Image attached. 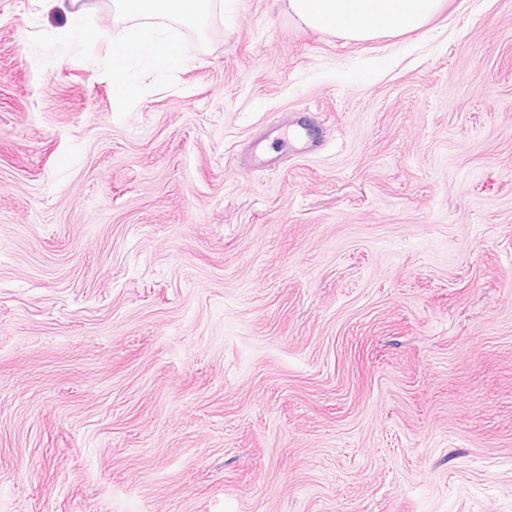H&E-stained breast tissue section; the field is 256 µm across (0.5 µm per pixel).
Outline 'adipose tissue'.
Wrapping results in <instances>:
<instances>
[{"mask_svg": "<svg viewBox=\"0 0 512 512\" xmlns=\"http://www.w3.org/2000/svg\"><path fill=\"white\" fill-rule=\"evenodd\" d=\"M444 0H288L293 15L312 29H327L364 41L384 32L407 33L426 25ZM117 11L131 19V26L113 34L112 81L119 97L137 95L127 78L128 63L147 56L153 69L168 70L178 64L177 45L153 25L165 18L188 27H200L215 0H114Z\"/></svg>", "mask_w": 512, "mask_h": 512, "instance_id": "adipose-tissue-1", "label": "adipose tissue"}]
</instances>
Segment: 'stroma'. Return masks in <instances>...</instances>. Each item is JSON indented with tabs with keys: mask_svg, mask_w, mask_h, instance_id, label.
<instances>
[{
	"mask_svg": "<svg viewBox=\"0 0 512 512\" xmlns=\"http://www.w3.org/2000/svg\"><path fill=\"white\" fill-rule=\"evenodd\" d=\"M65 25L0 0V512H512V0H224L131 101ZM444 0H289L301 23L364 41L383 32L407 33L426 25Z\"/></svg>",
	"mask_w": 512,
	"mask_h": 512,
	"instance_id": "1",
	"label": "stroma"
}]
</instances>
